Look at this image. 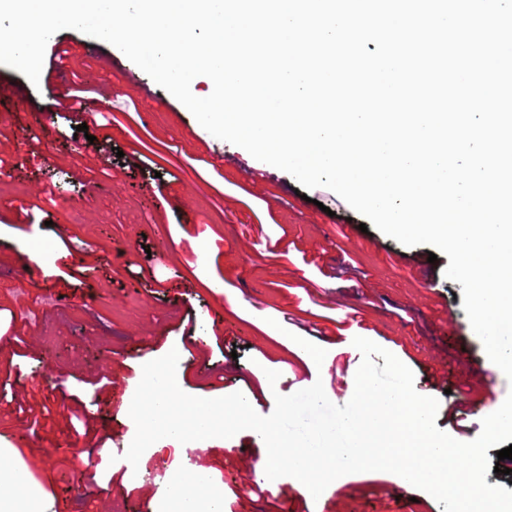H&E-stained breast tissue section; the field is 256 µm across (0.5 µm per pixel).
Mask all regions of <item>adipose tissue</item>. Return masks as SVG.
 Wrapping results in <instances>:
<instances>
[{
  "label": "adipose tissue",
  "instance_id": "ef3b65f1",
  "mask_svg": "<svg viewBox=\"0 0 512 512\" xmlns=\"http://www.w3.org/2000/svg\"><path fill=\"white\" fill-rule=\"evenodd\" d=\"M222 491L205 467L176 472L162 512H221ZM0 512H46V502L33 487L29 471L12 449L0 448Z\"/></svg>",
  "mask_w": 512,
  "mask_h": 512
}]
</instances>
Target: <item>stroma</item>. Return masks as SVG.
Instances as JSON below:
<instances>
[{
  "label": "stroma",
  "mask_w": 512,
  "mask_h": 512,
  "mask_svg": "<svg viewBox=\"0 0 512 512\" xmlns=\"http://www.w3.org/2000/svg\"><path fill=\"white\" fill-rule=\"evenodd\" d=\"M50 42L67 61L45 58L39 84L0 65V86L10 89L0 111L14 115L0 129L8 167L0 173V447L16 448L51 512H160L168 492L161 468L190 463L194 443L164 438L137 471L121 469L135 426L100 385L111 359L128 392L143 364L177 350L185 393L239 391L266 416L275 405L269 369L280 374L276 394L319 380L333 403H347L352 392L340 382L354 378L362 356L352 341L364 337L412 370L420 394H429L433 368L446 371L436 419L446 432L449 404L479 398L473 371L485 369L494 398L465 420L471 436L480 434L512 384L474 333L461 285L445 277L446 254L432 263L429 246L361 232L363 216L330 189L300 198L290 174L211 135L148 75L128 85L133 63L115 46L75 29ZM75 80L91 89L88 114L52 111ZM91 135L108 151L90 149ZM36 238L45 249L32 255L25 247ZM83 242L96 257L70 280V296L46 292L60 256ZM203 250L223 293L196 275ZM346 296L355 316L341 306ZM449 316L458 332H449ZM273 321L283 328L274 336ZM302 339L325 349L321 368L302 357ZM94 413L102 421L92 428ZM201 445L234 512H283L288 498L295 512H398L402 490L414 512H443L389 472L342 476L316 499L292 477L257 480L251 464L264 442L252 430Z\"/></svg>",
  "instance_id": "35a3bbf8"
}]
</instances>
